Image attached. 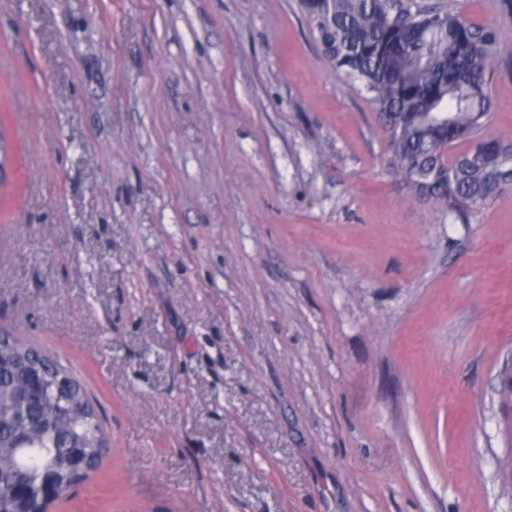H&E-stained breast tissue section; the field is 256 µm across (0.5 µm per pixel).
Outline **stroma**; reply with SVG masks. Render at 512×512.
I'll return each instance as SVG.
<instances>
[{"mask_svg": "<svg viewBox=\"0 0 512 512\" xmlns=\"http://www.w3.org/2000/svg\"><path fill=\"white\" fill-rule=\"evenodd\" d=\"M0 129V329L111 441L52 512H512V187L409 192L300 0H0Z\"/></svg>", "mask_w": 512, "mask_h": 512, "instance_id": "1", "label": "stroma"}]
</instances>
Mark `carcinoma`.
<instances>
[{
    "mask_svg": "<svg viewBox=\"0 0 512 512\" xmlns=\"http://www.w3.org/2000/svg\"><path fill=\"white\" fill-rule=\"evenodd\" d=\"M324 54L364 91L389 139L386 167L450 221L512 184V140L484 128L500 31L454 3L302 0ZM467 147L448 164L444 144ZM109 451L86 388L22 336L0 331V512H38L49 470L66 474L55 499L96 472Z\"/></svg>",
    "mask_w": 512,
    "mask_h": 512,
    "instance_id": "cac0c4a2",
    "label": "carcinoma"
}]
</instances>
